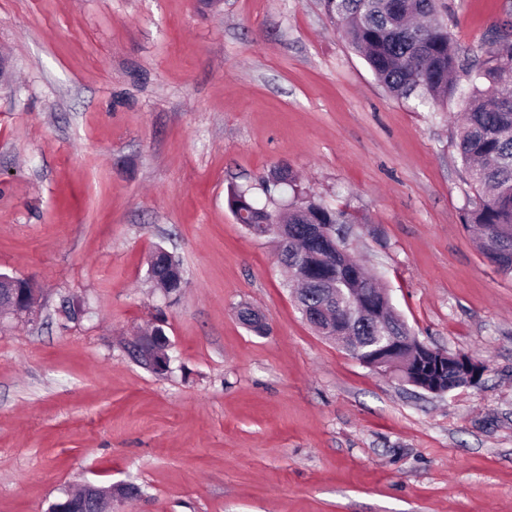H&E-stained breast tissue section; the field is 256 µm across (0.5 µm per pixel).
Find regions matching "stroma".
Here are the masks:
<instances>
[{
	"mask_svg": "<svg viewBox=\"0 0 512 512\" xmlns=\"http://www.w3.org/2000/svg\"><path fill=\"white\" fill-rule=\"evenodd\" d=\"M511 8L437 0L465 47ZM0 56V272L39 291L0 319V512L86 482L139 487L116 512H512V275L461 222L460 102L393 96L321 0H0ZM277 167L360 216L348 252L421 341L486 362L478 386L430 394L315 333L227 207L233 184L267 204ZM159 316L164 373L132 354Z\"/></svg>",
	"mask_w": 512,
	"mask_h": 512,
	"instance_id": "1",
	"label": "stroma"
}]
</instances>
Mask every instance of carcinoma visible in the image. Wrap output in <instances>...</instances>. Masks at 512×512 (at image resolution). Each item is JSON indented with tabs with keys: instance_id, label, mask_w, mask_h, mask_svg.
I'll use <instances>...</instances> for the list:
<instances>
[{
	"instance_id": "obj_1",
	"label": "carcinoma",
	"mask_w": 512,
	"mask_h": 512,
	"mask_svg": "<svg viewBox=\"0 0 512 512\" xmlns=\"http://www.w3.org/2000/svg\"><path fill=\"white\" fill-rule=\"evenodd\" d=\"M323 6L394 95L442 107L459 92V77L468 80L458 147L477 196L462 221L477 231L481 252L500 272L512 275V20L483 43L463 48L437 18L435 0H323ZM262 186L272 207L258 206L242 187L228 189L227 205L251 234L258 224L284 225L288 244L282 246L280 263L301 265L312 274L310 283L292 278L300 310L322 303L324 289L333 284L358 288V279L369 280L338 249L339 242L322 239V228L355 224L354 216L297 189V179L285 168L279 169L277 182L266 178ZM238 316L251 331L263 334L258 312L244 306ZM405 352L416 358L401 369L402 377L449 392L463 387L438 347L417 344Z\"/></svg>"
}]
</instances>
